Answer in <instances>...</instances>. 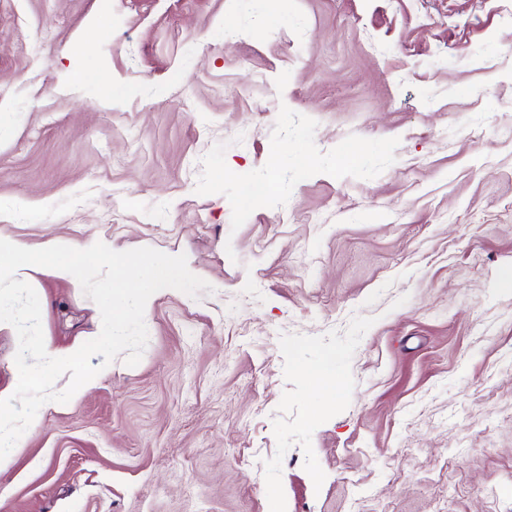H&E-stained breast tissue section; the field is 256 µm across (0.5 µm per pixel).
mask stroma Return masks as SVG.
I'll return each instance as SVG.
<instances>
[{"instance_id":"1","label":"stroma","mask_w":512,"mask_h":512,"mask_svg":"<svg viewBox=\"0 0 512 512\" xmlns=\"http://www.w3.org/2000/svg\"><path fill=\"white\" fill-rule=\"evenodd\" d=\"M0 237L82 272L0 329V512H512V0H0ZM128 267L132 273L116 284L109 286L117 294L135 300L140 314H145L155 295L169 286L180 282L185 277V271L175 260L167 263H152L143 256L129 259ZM144 269L146 274L138 276L137 271ZM38 353L42 359V373L31 377L21 370V382L27 390L47 396L48 408L61 406L84 395L95 383L98 373L87 372L84 365L85 347L74 346L64 353H55L41 342ZM10 401L11 397L0 395V471L11 464L13 456L21 449L11 441L17 426Z\"/></svg>"}]
</instances>
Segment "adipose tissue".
<instances>
[{"instance_id": "1", "label": "adipose tissue", "mask_w": 512, "mask_h": 512, "mask_svg": "<svg viewBox=\"0 0 512 512\" xmlns=\"http://www.w3.org/2000/svg\"><path fill=\"white\" fill-rule=\"evenodd\" d=\"M72 248L55 242L48 246L44 256L30 255L18 242L0 239V283L7 282L23 292H35L39 279L46 271L64 277H74L78 267L71 259ZM131 273L115 284L117 294L134 299L139 313H146L155 295L180 282L185 271L177 261L153 263L142 256L130 258ZM42 372L38 377L22 373L21 384L27 390L44 394L49 407H56L84 395L95 383L96 377L84 365V346L72 347L55 353L46 344H39Z\"/></svg>"}]
</instances>
